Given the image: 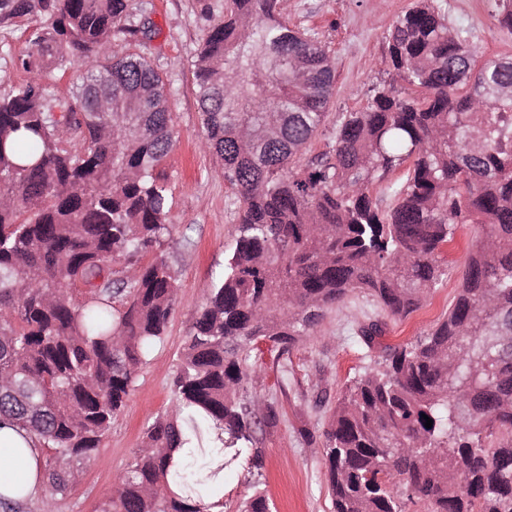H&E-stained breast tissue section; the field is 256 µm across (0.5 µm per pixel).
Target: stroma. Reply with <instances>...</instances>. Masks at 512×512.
I'll return each mask as SVG.
<instances>
[{"mask_svg":"<svg viewBox=\"0 0 512 512\" xmlns=\"http://www.w3.org/2000/svg\"><path fill=\"white\" fill-rule=\"evenodd\" d=\"M451 25L463 28L479 60L512 54V31L495 26L489 0H436ZM411 0H279L290 25L314 33L336 63L328 110L338 116L366 106L373 87L389 82L385 35ZM153 27L147 55L170 88L173 145L165 172L172 195L171 231L161 250L180 289L163 342L141 367L122 412L113 419L80 479L54 512H98L117 474L141 448L147 425L173 409L172 379L193 322L205 303L224 257L234 244L237 219L233 191L219 162L200 148L201 118L192 84L198 48L224 16L225 0H134ZM24 21L0 28V92L29 81L11 56L24 51L31 31ZM477 229L465 224L440 257L451 272L407 317L379 314L371 297L355 293L329 310L314 335L288 354L271 343L256 344L250 359L260 368L246 396L260 425L255 433L263 466L239 462L225 473L224 512H238L255 491H264L276 512H332L324 432L345 386L370 364L355 331L380 317L384 345H401L425 334L447 313L457 294Z\"/></svg>","mask_w":512,"mask_h":512,"instance_id":"stroma-1","label":"stroma"}]
</instances>
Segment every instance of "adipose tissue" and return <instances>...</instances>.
I'll list each match as a JSON object with an SVG mask.
<instances>
[{
	"label": "adipose tissue",
	"mask_w": 512,
	"mask_h": 512,
	"mask_svg": "<svg viewBox=\"0 0 512 512\" xmlns=\"http://www.w3.org/2000/svg\"><path fill=\"white\" fill-rule=\"evenodd\" d=\"M42 453L34 437L12 419L0 417V496L25 503L44 486Z\"/></svg>",
	"instance_id": "adipose-tissue-1"
}]
</instances>
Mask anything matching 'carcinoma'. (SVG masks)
<instances>
[{
  "mask_svg": "<svg viewBox=\"0 0 512 512\" xmlns=\"http://www.w3.org/2000/svg\"><path fill=\"white\" fill-rule=\"evenodd\" d=\"M493 2L512 30V0ZM132 4L0 0V27L43 19L13 57L32 78L0 94V415L45 452L42 512L125 406L180 288L157 253L169 86L141 52L112 55L115 37L140 47L148 35ZM277 4L226 0L197 53L200 146L234 191L238 234L182 348L172 415L147 428L99 512H206L226 449L261 466L241 399L257 374L247 349L290 351L357 291L391 316L415 312L448 279L438 253L460 224L481 240L448 314L385 347L330 417L329 494L333 512H512V57L477 64L434 0H413L385 36L392 83L295 171L329 116L336 65ZM281 55L296 76L271 67ZM71 63L82 84L48 98ZM382 332L378 320L357 330L369 349ZM175 448L188 449L180 496L167 486ZM240 512L271 506L258 490Z\"/></svg>",
  "mask_w": 512,
  "mask_h": 512,
  "instance_id": "cac0c4a2",
  "label": "carcinoma"
}]
</instances>
